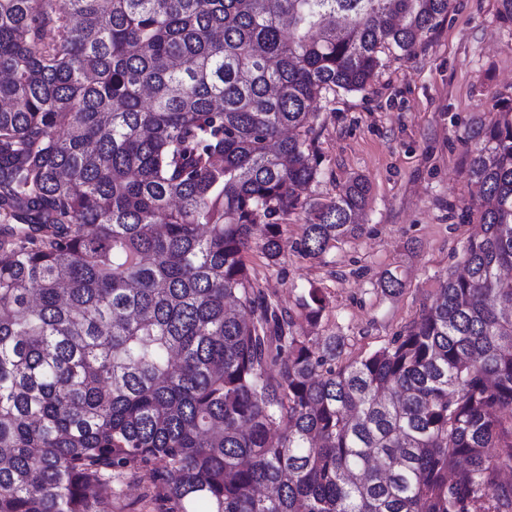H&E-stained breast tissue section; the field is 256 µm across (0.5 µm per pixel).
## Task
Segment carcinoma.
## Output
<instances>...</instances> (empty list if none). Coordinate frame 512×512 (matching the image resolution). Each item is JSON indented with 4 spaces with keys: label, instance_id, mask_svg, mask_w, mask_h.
<instances>
[{
    "label": "carcinoma",
    "instance_id": "obj_1",
    "mask_svg": "<svg viewBox=\"0 0 512 512\" xmlns=\"http://www.w3.org/2000/svg\"><path fill=\"white\" fill-rule=\"evenodd\" d=\"M451 0H0V512H512V100L473 119L462 272L377 349L247 264L361 233L315 107ZM149 484V474L146 472H141L137 479L127 481L120 500L112 501V512H153L152 505L145 498Z\"/></svg>",
    "mask_w": 512,
    "mask_h": 512
}]
</instances>
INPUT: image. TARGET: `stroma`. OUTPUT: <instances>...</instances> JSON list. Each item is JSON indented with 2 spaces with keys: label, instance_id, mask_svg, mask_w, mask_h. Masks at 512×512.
Here are the masks:
<instances>
[{
  "label": "stroma",
  "instance_id": "obj_1",
  "mask_svg": "<svg viewBox=\"0 0 512 512\" xmlns=\"http://www.w3.org/2000/svg\"><path fill=\"white\" fill-rule=\"evenodd\" d=\"M366 90L337 92L317 105L322 174L305 191L327 201L353 177L368 180L364 232L311 259L295 244L304 214L289 216L279 264L259 250L248 264L261 285L293 304L303 289L322 288L329 308L318 329L349 339L351 356L372 351L430 303L439 277L454 270L475 228L467 214L464 130L492 118L499 99H512V24L497 0H452L447 19L409 56L383 50ZM401 279L384 293L385 272Z\"/></svg>",
  "mask_w": 512,
  "mask_h": 512
}]
</instances>
